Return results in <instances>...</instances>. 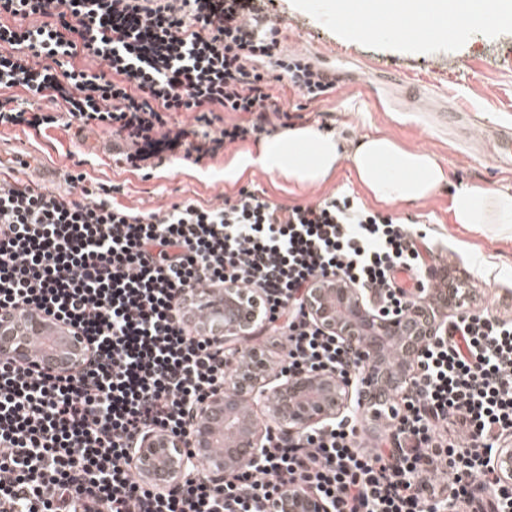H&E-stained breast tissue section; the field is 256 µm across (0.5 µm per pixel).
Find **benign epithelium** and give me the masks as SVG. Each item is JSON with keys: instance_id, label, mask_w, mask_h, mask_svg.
Masks as SVG:
<instances>
[{"instance_id": "obj_1", "label": "benign epithelium", "mask_w": 512, "mask_h": 512, "mask_svg": "<svg viewBox=\"0 0 512 512\" xmlns=\"http://www.w3.org/2000/svg\"><path fill=\"white\" fill-rule=\"evenodd\" d=\"M461 302L446 293H429L410 311L388 318L386 311L358 288L342 284L315 288L305 302L308 314L358 352L357 369L347 375L331 370L280 376V383L268 387L261 383L269 370L267 360L251 347L240 359L236 377L210 393L196 410L188 437L149 430L140 435L137 447L129 453L142 477L162 490L175 486L202 462L209 476L221 482L244 463L261 458L267 427L255 412L260 404L267 407L282 435L290 438L334 420L355 406L371 417L373 405L392 399L406 388L410 366L424 343L437 339L448 312H457ZM194 304L212 311L210 319L200 321L202 330L220 342L231 343L249 335L261 314L263 295L226 285L220 298L209 288L201 290ZM35 337L46 341L45 348L37 353L31 348ZM86 356L83 337L54 331L39 312L27 311L0 320L2 360L58 374L82 367ZM488 468L502 484H511L512 445H500ZM273 512L332 509L298 482L282 490Z\"/></svg>"}]
</instances>
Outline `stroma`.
Wrapping results in <instances>:
<instances>
[{
  "label": "stroma",
  "instance_id": "35a3bbf8",
  "mask_svg": "<svg viewBox=\"0 0 512 512\" xmlns=\"http://www.w3.org/2000/svg\"><path fill=\"white\" fill-rule=\"evenodd\" d=\"M265 8L284 19L279 39L285 51H303L316 62L335 57L345 76L333 92L315 101L287 81H271L269 92L287 110L289 123L331 130L350 141L382 133L403 148L436 154L448 171L447 188L424 202L391 205L387 211L432 235L436 269L475 285L479 308L512 319V239L487 238L452 223L448 213L451 189L460 184L512 192V166L503 165L480 134L484 128L512 129V30H473L463 37L449 33L426 45L410 36H348L347 24L312 0H266ZM111 142V133L99 128L80 140L61 126L42 135L2 126L0 167H13L16 156H23L30 177L62 192L67 188L63 175L73 167L70 155L78 151L90 178L117 186L116 200L142 211L167 206L179 197L218 205L243 185L263 189L270 201L284 205L345 191L366 208L374 206L345 166L327 182L303 188L257 169L245 171L237 181H225V166L237 154L255 149L251 139L202 166L181 164L148 176L117 164ZM477 262L485 265L486 279L476 280Z\"/></svg>",
  "mask_w": 512,
  "mask_h": 512
}]
</instances>
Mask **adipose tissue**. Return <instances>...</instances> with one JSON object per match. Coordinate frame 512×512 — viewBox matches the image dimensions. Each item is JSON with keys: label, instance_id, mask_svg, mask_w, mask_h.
<instances>
[{"label": "adipose tissue", "instance_id": "1", "mask_svg": "<svg viewBox=\"0 0 512 512\" xmlns=\"http://www.w3.org/2000/svg\"><path fill=\"white\" fill-rule=\"evenodd\" d=\"M327 6L338 17L354 19L352 33L360 37H379L383 18L392 15L422 41L461 18L473 28L512 22V0H327ZM344 162L369 197L382 204L424 201L448 182L437 156L404 149L388 136L366 135L347 146L338 134L296 125L262 141L257 153L235 158L225 167L224 178L232 182L247 169L258 168L311 186L331 179ZM448 212L455 224H483L498 235L512 233L508 192L461 184L451 195Z\"/></svg>", "mask_w": 512, "mask_h": 512}]
</instances>
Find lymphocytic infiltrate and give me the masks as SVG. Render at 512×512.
<instances>
[{
  "label": "lymphocytic infiltrate",
  "mask_w": 512,
  "mask_h": 512,
  "mask_svg": "<svg viewBox=\"0 0 512 512\" xmlns=\"http://www.w3.org/2000/svg\"><path fill=\"white\" fill-rule=\"evenodd\" d=\"M264 17L256 0H0V126L103 127L136 170L202 164L284 117L258 61L308 100L335 87L280 56ZM184 112L199 128L181 126ZM64 179L60 193L0 177V316L38 311L90 343L67 374L0 360V512H264L298 482L332 512H466L486 489V512H512V487L487 469L512 433V321L470 305L425 345L383 435L364 438L352 412L295 438L272 429L260 462L224 482L201 467L166 491L147 484L129 454L139 433H187L235 372V349L188 322L196 291L265 296L253 333L281 337L277 374L344 371L351 345L304 312L314 285L332 275L406 309L428 294L436 255L426 234L343 191L288 206L243 186L218 206L143 212L87 173Z\"/></svg>",
  "instance_id": "f902f5d3"
}]
</instances>
